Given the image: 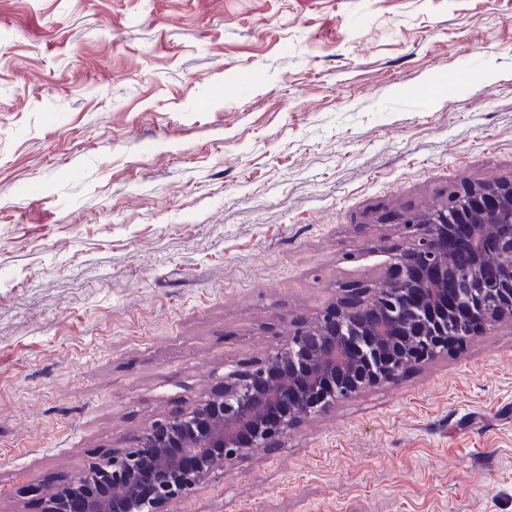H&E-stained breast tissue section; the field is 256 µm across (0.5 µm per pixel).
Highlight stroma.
<instances>
[{
  "mask_svg": "<svg viewBox=\"0 0 512 512\" xmlns=\"http://www.w3.org/2000/svg\"><path fill=\"white\" fill-rule=\"evenodd\" d=\"M512 180V0H0V512ZM167 512H512V324Z\"/></svg>",
  "mask_w": 512,
  "mask_h": 512,
  "instance_id": "35a3bbf8",
  "label": "stroma"
}]
</instances>
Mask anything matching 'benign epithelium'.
Returning <instances> with one entry per match:
<instances>
[{
    "label": "benign epithelium",
    "mask_w": 512,
    "mask_h": 512,
    "mask_svg": "<svg viewBox=\"0 0 512 512\" xmlns=\"http://www.w3.org/2000/svg\"><path fill=\"white\" fill-rule=\"evenodd\" d=\"M462 224L468 239L457 249ZM407 229L413 247L379 287H348L280 349L224 375L219 391L60 481L43 512H166L253 449L281 447L304 418L512 322V180L467 187Z\"/></svg>",
    "instance_id": "7a95c632"
}]
</instances>
